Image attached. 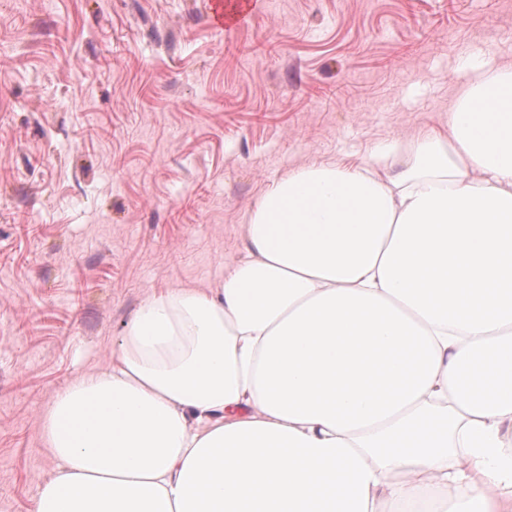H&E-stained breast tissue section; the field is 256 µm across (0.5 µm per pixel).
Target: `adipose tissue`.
Segmentation results:
<instances>
[{
    "mask_svg": "<svg viewBox=\"0 0 512 512\" xmlns=\"http://www.w3.org/2000/svg\"><path fill=\"white\" fill-rule=\"evenodd\" d=\"M41 418L34 512H512V68L313 164Z\"/></svg>",
    "mask_w": 512,
    "mask_h": 512,
    "instance_id": "ef3b65f1",
    "label": "adipose tissue"
}]
</instances>
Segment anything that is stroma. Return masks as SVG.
I'll list each match as a JSON object with an SVG mask.
<instances>
[{"mask_svg":"<svg viewBox=\"0 0 512 512\" xmlns=\"http://www.w3.org/2000/svg\"><path fill=\"white\" fill-rule=\"evenodd\" d=\"M0 0V512L56 462L40 416L150 294L215 288L267 190L448 123L512 0Z\"/></svg>","mask_w":512,"mask_h":512,"instance_id":"35a3bbf8","label":"stroma"}]
</instances>
